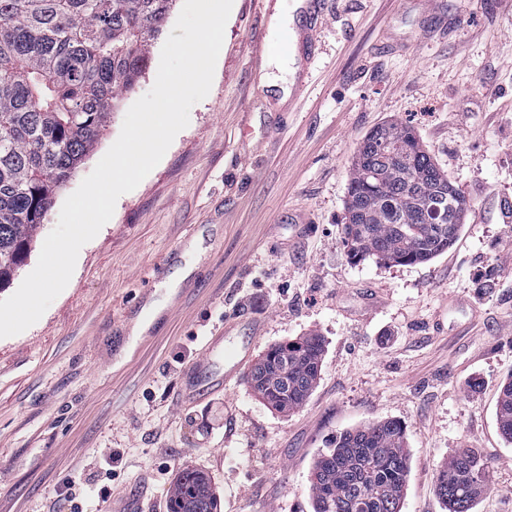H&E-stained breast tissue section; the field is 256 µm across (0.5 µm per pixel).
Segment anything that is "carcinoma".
Wrapping results in <instances>:
<instances>
[{
    "label": "carcinoma",
    "mask_w": 512,
    "mask_h": 512,
    "mask_svg": "<svg viewBox=\"0 0 512 512\" xmlns=\"http://www.w3.org/2000/svg\"><path fill=\"white\" fill-rule=\"evenodd\" d=\"M174 0H0V288L24 264L58 188L98 144L111 112L144 72L150 41ZM466 203L411 128L368 133L349 171L343 227L352 260L418 264L451 247ZM316 335L275 345L253 371L256 395L280 413L300 408L320 375ZM496 420L512 442V379ZM409 471L404 426L379 420L346 430L314 463V512H401ZM488 471L459 448L435 491L448 512H473ZM204 472L186 468L170 512H218Z\"/></svg>",
    "instance_id": "obj_1"
}]
</instances>
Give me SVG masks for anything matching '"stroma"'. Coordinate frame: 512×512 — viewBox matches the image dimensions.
I'll return each instance as SVG.
<instances>
[{
  "label": "stroma",
  "mask_w": 512,
  "mask_h": 512,
  "mask_svg": "<svg viewBox=\"0 0 512 512\" xmlns=\"http://www.w3.org/2000/svg\"><path fill=\"white\" fill-rule=\"evenodd\" d=\"M331 2L322 22L296 0H233L188 126L118 198L43 316L0 338V512H70L90 484L114 507L165 512L186 467L210 477L221 512H313L317 457L383 419L406 431L402 512H447L435 478L463 447L489 472L475 512H512V443L496 422L512 378V10ZM181 9L41 235L153 86ZM278 12L294 15L293 36L276 39ZM386 123L414 129L467 200L455 243L425 263L356 262L344 243L348 172ZM240 307L264 325L254 355L321 338L299 409L275 411L244 378L181 403L185 372Z\"/></svg>",
  "instance_id": "35a3bbf8"
}]
</instances>
